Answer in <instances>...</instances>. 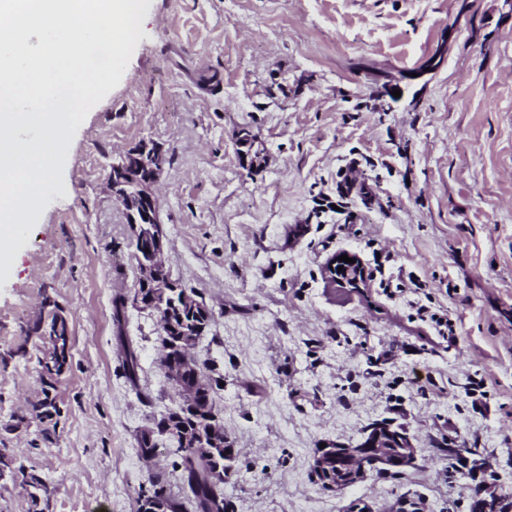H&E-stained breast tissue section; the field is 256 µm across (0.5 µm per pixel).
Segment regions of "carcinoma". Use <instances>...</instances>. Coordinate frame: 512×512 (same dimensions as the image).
<instances>
[{
    "label": "carcinoma",
    "mask_w": 512,
    "mask_h": 512,
    "mask_svg": "<svg viewBox=\"0 0 512 512\" xmlns=\"http://www.w3.org/2000/svg\"><path fill=\"white\" fill-rule=\"evenodd\" d=\"M50 319L38 322L34 330L42 338L44 349L38 357L41 380L46 388L53 387L70 358V331L61 310L55 308ZM162 330L168 337L185 335L190 340L199 338L209 327L213 311H191L176 301L167 304L158 314ZM167 372L177 373L181 390L189 393L190 405L182 410V426H169L177 413H164L142 429L137 435V448L146 458L158 450L159 438L168 434L177 443L171 454L172 468L179 473L181 494L175 495L165 473L157 472L150 477L152 488L160 491L164 512H229L231 503L224 497V485L232 474L224 470V425L212 415L214 388L207 378V367L191 351H173L163 364ZM35 417L51 420L60 414L56 401L48 397L33 405ZM213 428L214 442L208 448L193 446L191 436L197 430ZM28 498L32 506L38 505L39 495L47 492L46 484L36 474L26 479Z\"/></svg>",
    "instance_id": "cac0c4a2"
}]
</instances>
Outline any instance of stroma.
<instances>
[{
	"label": "stroma",
	"mask_w": 512,
	"mask_h": 512,
	"mask_svg": "<svg viewBox=\"0 0 512 512\" xmlns=\"http://www.w3.org/2000/svg\"><path fill=\"white\" fill-rule=\"evenodd\" d=\"M142 29L73 139L65 194L0 285V448L20 468L0 478V512H27L26 472L45 481L47 512H137L156 471L180 486L166 452L147 462L136 443L178 401L158 318L113 319L137 269L107 175L144 140L166 155L154 187L166 266L213 310L195 352L221 382L234 512H388L404 494L467 512L475 487L512 493V0H151ZM353 163L364 187L340 195ZM342 251L364 265L359 290L324 276ZM408 278L456 322L455 345L386 296L383 281ZM48 298L72 343L50 390L28 332ZM46 394L57 422L30 416ZM382 421L407 432L414 467L321 488L315 450L354 446ZM452 437L495 479L458 473Z\"/></svg>",
	"instance_id": "1"
}]
</instances>
